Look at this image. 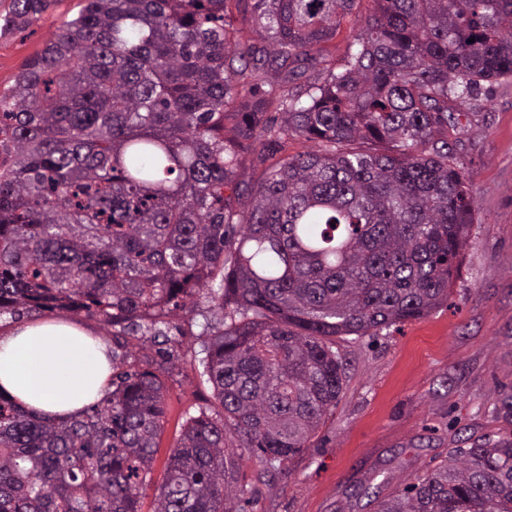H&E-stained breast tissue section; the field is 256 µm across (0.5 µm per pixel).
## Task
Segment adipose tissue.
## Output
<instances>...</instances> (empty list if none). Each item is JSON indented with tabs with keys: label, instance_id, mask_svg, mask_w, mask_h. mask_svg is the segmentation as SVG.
I'll return each instance as SVG.
<instances>
[{
	"label": "adipose tissue",
	"instance_id": "adipose-tissue-1",
	"mask_svg": "<svg viewBox=\"0 0 512 512\" xmlns=\"http://www.w3.org/2000/svg\"><path fill=\"white\" fill-rule=\"evenodd\" d=\"M106 346L75 324L47 320L0 337V390L27 408L66 420L102 399Z\"/></svg>",
	"mask_w": 512,
	"mask_h": 512
}]
</instances>
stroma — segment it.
Wrapping results in <instances>:
<instances>
[{
	"instance_id": "35a3bbf8",
	"label": "stroma",
	"mask_w": 512,
	"mask_h": 512,
	"mask_svg": "<svg viewBox=\"0 0 512 512\" xmlns=\"http://www.w3.org/2000/svg\"><path fill=\"white\" fill-rule=\"evenodd\" d=\"M82 0H48L44 11L0 26V95L23 65L78 13ZM469 144L460 161L476 196L472 243L446 304L374 336H339L343 392L321 445L256 482L255 458L240 463L247 512H375L377 496L400 489L443 460L459 437L512 432L495 412L512 385V84L462 119ZM202 317H177L182 335L160 370L167 413L141 512H152L167 458L188 418L212 404L195 356Z\"/></svg>"
}]
</instances>
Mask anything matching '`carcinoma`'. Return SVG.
Returning <instances> with one entry per match:
<instances>
[{
    "label": "carcinoma",
    "mask_w": 512,
    "mask_h": 512,
    "mask_svg": "<svg viewBox=\"0 0 512 512\" xmlns=\"http://www.w3.org/2000/svg\"><path fill=\"white\" fill-rule=\"evenodd\" d=\"M357 2L254 0L245 29L242 0H84L0 96V316L83 311L114 344L112 392L69 420L0 393V512H141L165 387L124 336L168 343L209 304L216 409L152 512H243L244 455L262 479L318 447L346 378L333 338L448 301L476 212L448 131L512 80V0H373L338 68L325 44ZM290 137L325 149L239 180ZM376 512H512V436L460 439Z\"/></svg>",
    "instance_id": "cac0c4a2"
}]
</instances>
